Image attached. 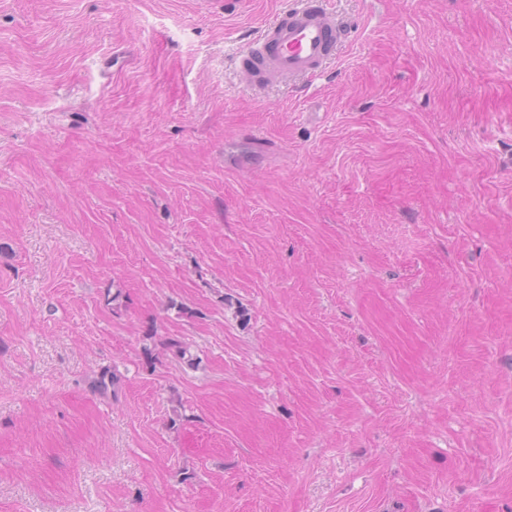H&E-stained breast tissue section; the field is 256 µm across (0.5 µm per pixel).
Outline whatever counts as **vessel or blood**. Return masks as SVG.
<instances>
[{
	"label": "vessel or blood",
	"mask_w": 512,
	"mask_h": 512,
	"mask_svg": "<svg viewBox=\"0 0 512 512\" xmlns=\"http://www.w3.org/2000/svg\"><path fill=\"white\" fill-rule=\"evenodd\" d=\"M331 0H299L249 41L239 55V68L255 87L296 78L321 76L346 38L330 6Z\"/></svg>",
	"instance_id": "vessel-or-blood-1"
}]
</instances>
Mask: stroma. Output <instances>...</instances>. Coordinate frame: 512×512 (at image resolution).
Wrapping results in <instances>:
<instances>
[{"label":"stroma","mask_w":512,"mask_h":512,"mask_svg":"<svg viewBox=\"0 0 512 512\" xmlns=\"http://www.w3.org/2000/svg\"><path fill=\"white\" fill-rule=\"evenodd\" d=\"M292 2L0 0V512H512V0ZM331 0H301L241 50L239 68L255 87L286 79H316L346 39V30L330 7Z\"/></svg>","instance_id":"stroma-1"}]
</instances>
